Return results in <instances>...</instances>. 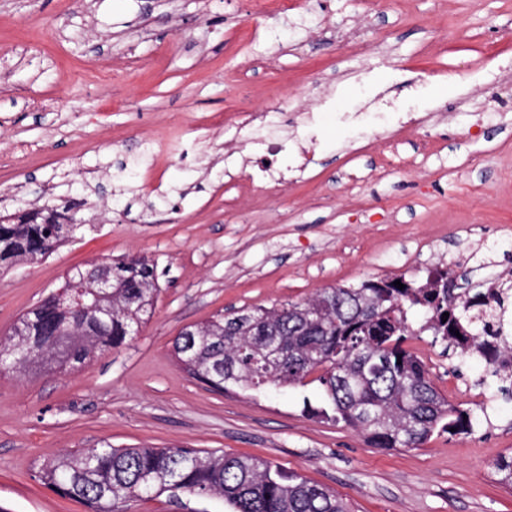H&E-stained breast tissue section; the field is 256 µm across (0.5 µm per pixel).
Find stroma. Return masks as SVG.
<instances>
[{"mask_svg":"<svg viewBox=\"0 0 512 512\" xmlns=\"http://www.w3.org/2000/svg\"><path fill=\"white\" fill-rule=\"evenodd\" d=\"M0 0V213L72 206L46 258L0 269V339L94 259L144 257L161 291L137 336L79 370L0 375V507L86 512L40 464L109 441L251 454L354 512H512L492 465L512 400L480 356L413 342L468 433L383 449L307 416L320 387L220 393L173 354L187 325L473 250L512 271V0ZM267 110L263 124L243 114ZM287 142L264 179L255 139ZM123 512H231L132 498Z\"/></svg>","mask_w":512,"mask_h":512,"instance_id":"stroma-1","label":"stroma"}]
</instances>
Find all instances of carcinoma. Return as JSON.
I'll return each instance as SVG.
<instances>
[{"label":"carcinoma","mask_w":512,"mask_h":512,"mask_svg":"<svg viewBox=\"0 0 512 512\" xmlns=\"http://www.w3.org/2000/svg\"><path fill=\"white\" fill-rule=\"evenodd\" d=\"M65 218L64 212H32L0 221V264L33 257L52 229L69 238L75 225H62ZM116 268L121 280L112 299L86 294L87 311L70 320V335H57L65 314L52 300L39 309L42 335H28L27 317L20 318L13 335L0 342V350L11 352L0 374L71 368L95 349L123 344L134 318L148 313L142 303H150L159 284L154 265L145 260ZM401 283L400 290L394 279L384 278L324 288L271 307L219 313L191 328V335H178L174 355L192 378L217 391L304 387L311 376L322 402L314 407L306 400L303 411L358 429L378 448H420L434 433L452 428L467 433L478 413L453 405L438 390L409 341L430 330L448 352L480 354L485 378L501 382L500 392L512 397L505 385L512 383V371L496 367L499 355L512 353V342L502 337L495 348L484 342L492 327L508 320L512 273L500 277L491 300L479 282L458 284L448 264L427 269L423 283ZM415 310L425 320L419 330L410 318ZM257 317L266 320L271 335H258ZM493 468L499 484L512 487V452ZM39 478L90 512H121L120 504L133 497L186 493L220 497L233 512H353L334 490L261 457L221 450L116 447L105 441L42 464Z\"/></svg>","instance_id":"carcinoma-1"}]
</instances>
